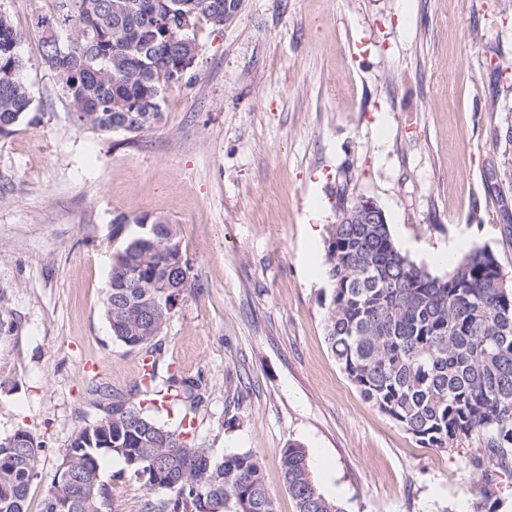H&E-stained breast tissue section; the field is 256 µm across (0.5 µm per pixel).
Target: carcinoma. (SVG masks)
I'll use <instances>...</instances> for the list:
<instances>
[{"label":"carcinoma","instance_id":"carcinoma-1","mask_svg":"<svg viewBox=\"0 0 512 512\" xmlns=\"http://www.w3.org/2000/svg\"><path fill=\"white\" fill-rule=\"evenodd\" d=\"M225 0H54L33 20L41 33L42 63L54 72L71 122L79 130L133 137L161 119L166 90L182 85L184 45L173 14L222 26ZM65 36L59 56L47 23ZM23 32L0 12V137L31 112L33 99L19 53ZM148 227L141 228L142 223ZM134 229L112 252L104 314L112 337L154 358L170 317L168 305L189 282L176 225L141 215L119 225ZM326 339L341 370L373 407L427 448H448L472 437L481 454L470 464L489 476L512 459V283L485 247L464 253L436 275L396 245L389 224H332L325 241ZM138 392L168 406L189 403L176 427L148 415L141 404L112 402L105 416L80 427L65 448L58 480L43 512H103L112 484L101 461L121 458L151 500L150 512H275L260 462L250 451L217 460L194 443L201 380L158 374ZM42 443L18 428L0 439V512H26L38 476ZM283 477L297 512H344L315 484L306 449L288 444Z\"/></svg>","mask_w":512,"mask_h":512}]
</instances>
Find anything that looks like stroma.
Listing matches in <instances>:
<instances>
[{"label":"stroma","mask_w":512,"mask_h":512,"mask_svg":"<svg viewBox=\"0 0 512 512\" xmlns=\"http://www.w3.org/2000/svg\"><path fill=\"white\" fill-rule=\"evenodd\" d=\"M52 7L0 0L27 33L34 100L0 138V439L23 426L43 443L27 512H42L74 432L113 397L139 398L142 355L113 340L103 299L114 220L143 214L177 224L191 266L157 362L202 382L198 446L254 452L276 512H297L292 442L345 512H474L479 441L421 447L340 369L325 239L307 218L315 202L335 223L342 188L431 272L464 237L512 281V0H244L224 27L198 24L192 81L134 138L71 123L31 26ZM123 470L102 461L111 512H146Z\"/></svg>","instance_id":"obj_1"}]
</instances>
